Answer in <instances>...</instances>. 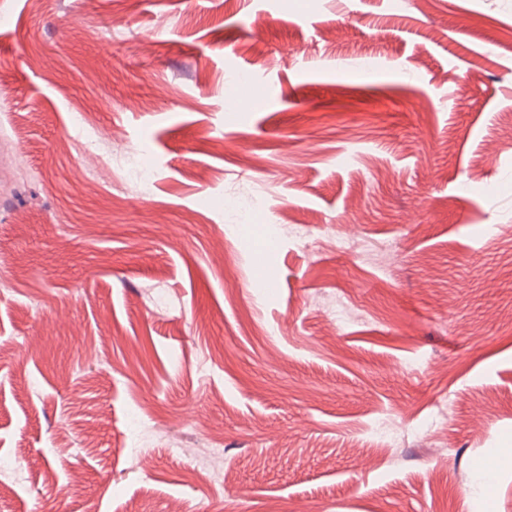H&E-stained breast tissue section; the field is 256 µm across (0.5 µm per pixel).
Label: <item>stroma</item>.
I'll list each match as a JSON object with an SVG mask.
<instances>
[{"instance_id": "1", "label": "stroma", "mask_w": 512, "mask_h": 512, "mask_svg": "<svg viewBox=\"0 0 512 512\" xmlns=\"http://www.w3.org/2000/svg\"><path fill=\"white\" fill-rule=\"evenodd\" d=\"M0 456V512H512V0H0Z\"/></svg>"}]
</instances>
